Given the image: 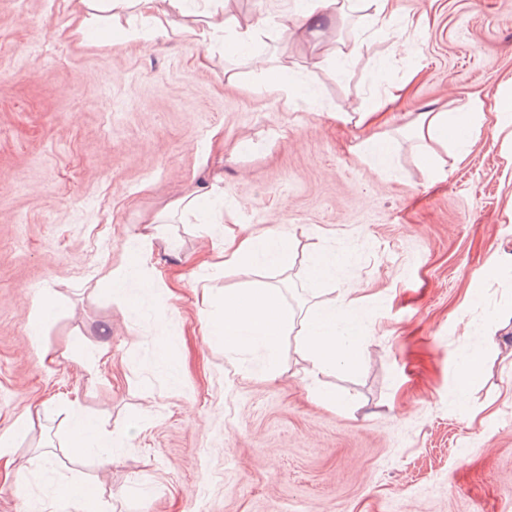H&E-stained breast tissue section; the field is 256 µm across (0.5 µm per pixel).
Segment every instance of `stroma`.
<instances>
[{
    "label": "stroma",
    "mask_w": 512,
    "mask_h": 512,
    "mask_svg": "<svg viewBox=\"0 0 512 512\" xmlns=\"http://www.w3.org/2000/svg\"><path fill=\"white\" fill-rule=\"evenodd\" d=\"M394 5L384 35L358 0L306 37L263 35L230 56L126 40L108 22L85 39L69 0H0V430L29 421L0 466V512H35L13 492L20 471L46 499L42 462L105 512H512V324L488 320L512 309V270L494 268L512 255V141L492 114L512 92V0ZM299 9L227 0L224 15L244 26ZM281 60L300 92L288 108L264 87ZM399 85L382 126L399 148L382 173L355 150L367 129L334 115ZM476 97L485 119L438 175L406 127ZM215 129L224 228L283 226L287 267L209 279L199 264L221 230L180 215L166 229L177 253H154L167 284L113 296L96 269L134 261L130 236L193 181ZM315 253L340 257L334 279L307 278ZM260 283L297 310L349 289L363 315L355 362L310 375L291 334L267 371L203 336L202 312L217 309L206 288ZM44 287L54 307L35 345ZM474 350L485 373L463 401L457 362ZM70 406L124 435L118 460L67 453ZM52 303V293L50 288H43L37 300L32 304L30 315H29V329L30 335L34 338H38L42 328L48 308Z\"/></svg>",
    "instance_id": "1"
}]
</instances>
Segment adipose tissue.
Masks as SVG:
<instances>
[{"mask_svg":"<svg viewBox=\"0 0 512 512\" xmlns=\"http://www.w3.org/2000/svg\"><path fill=\"white\" fill-rule=\"evenodd\" d=\"M187 0H74L73 14L78 20L77 30L89 36L101 22L102 13H109L113 21L122 17L141 19L158 30L170 26L174 35L206 44L223 41L225 48L242 55L247 52L263 30L279 34L292 33L305 36L322 18L336 11L338 0H303L299 20L295 24L278 19H266L262 24L245 27L229 26L224 17L223 0H208L209 10L204 19H197L187 11ZM478 118L472 112H421L411 124V131L419 148L428 153L432 167L444 170L445 158L432 153L435 143L454 139L457 150H465L467 133ZM199 179L186 193L167 204L159 212L145 219L144 227L134 241L140 250V261L134 265L118 266L101 273L100 280L112 288L114 294H127L129 286L138 290L153 287L162 281L164 274L151 262L153 244L158 229L165 219L177 214L205 212L222 217L224 201V173L211 169L208 161H201ZM288 236L267 229L246 234L223 233L214 268H228L241 263L255 267H282L288 263ZM353 300L347 292H340L337 299L315 307L304 318H296L285 303L280 289L239 288L225 292L223 313L213 318L202 316L201 323L207 335L224 342L227 351L235 352L249 347L263 351L266 368H273L277 347L282 336L299 331L303 349L313 370L321 371L337 363H352L356 341V322L353 318ZM63 422L67 428L68 448L72 455L92 454L110 463L117 456L113 438L102 432L77 410H69Z\"/></svg>","mask_w":512,"mask_h":512,"instance_id":"obj_1","label":"adipose tissue"}]
</instances>
